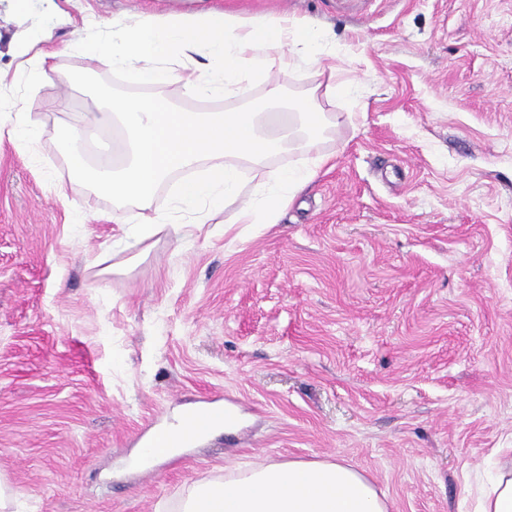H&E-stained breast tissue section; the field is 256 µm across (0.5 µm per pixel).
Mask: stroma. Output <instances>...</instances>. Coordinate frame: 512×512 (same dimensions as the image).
<instances>
[{
	"label": "stroma",
	"mask_w": 512,
	"mask_h": 512,
	"mask_svg": "<svg viewBox=\"0 0 512 512\" xmlns=\"http://www.w3.org/2000/svg\"><path fill=\"white\" fill-rule=\"evenodd\" d=\"M175 0H0V476L20 512H175L194 484L254 462L338 458L391 512H474L512 447V0H224L320 31V65L254 77L226 112L280 91L345 116L331 162L274 224L128 240L125 207L80 184L56 143L96 101L76 41ZM50 79L18 69L44 28ZM353 79L326 95L328 59ZM68 97L66 108L55 107ZM241 428L138 469L140 437L206 397ZM16 112L18 114L17 119L7 131L0 125V138L2 139L6 133L9 139L22 146L36 137L37 129L24 105L18 107Z\"/></svg>",
	"instance_id": "obj_1"
}]
</instances>
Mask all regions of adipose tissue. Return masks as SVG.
Segmentation results:
<instances>
[{
	"instance_id": "ef3b65f1",
	"label": "adipose tissue",
	"mask_w": 512,
	"mask_h": 512,
	"mask_svg": "<svg viewBox=\"0 0 512 512\" xmlns=\"http://www.w3.org/2000/svg\"><path fill=\"white\" fill-rule=\"evenodd\" d=\"M317 43L308 18L246 21L212 0L199 10L138 12L81 50L90 69L125 71L157 88L178 82L185 96L202 99L238 94L252 76L309 61ZM505 454L478 491L477 512H512V448ZM178 512H390V506L371 478L325 459L254 464L197 483Z\"/></svg>"
}]
</instances>
